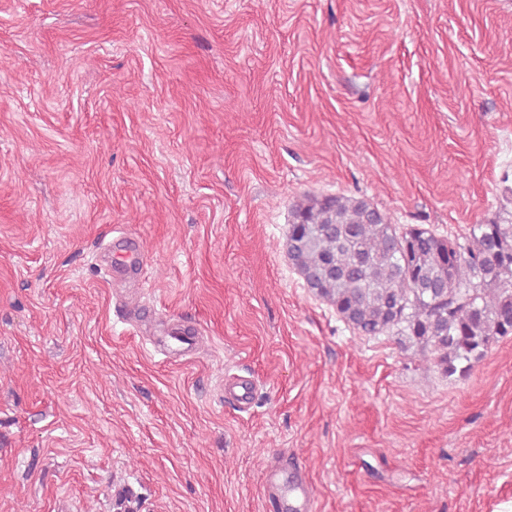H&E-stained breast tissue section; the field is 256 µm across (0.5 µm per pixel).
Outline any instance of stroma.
<instances>
[{
    "mask_svg": "<svg viewBox=\"0 0 512 512\" xmlns=\"http://www.w3.org/2000/svg\"><path fill=\"white\" fill-rule=\"evenodd\" d=\"M507 173L512 0H0V512H265L274 463L317 512L512 502V337L445 377L286 248L336 195L464 237ZM120 255L115 257L112 270L115 273L121 272H136L139 273L144 266L143 254L139 253L137 249L131 244L119 249Z\"/></svg>",
    "mask_w": 512,
    "mask_h": 512,
    "instance_id": "35a3bbf8",
    "label": "stroma"
}]
</instances>
